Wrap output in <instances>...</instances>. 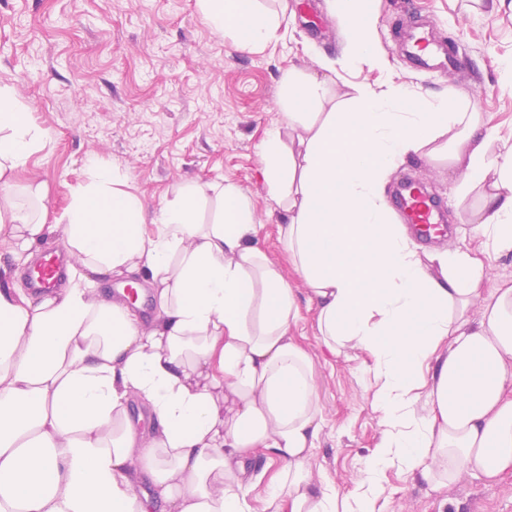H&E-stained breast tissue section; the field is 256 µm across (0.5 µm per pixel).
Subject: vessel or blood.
Returning a JSON list of instances; mask_svg holds the SVG:
<instances>
[{
	"label": "vessel or blood",
	"instance_id": "obj_1",
	"mask_svg": "<svg viewBox=\"0 0 512 512\" xmlns=\"http://www.w3.org/2000/svg\"><path fill=\"white\" fill-rule=\"evenodd\" d=\"M394 38L401 55L414 71L435 74L445 70L465 72L470 68L469 56L459 47L442 42L433 23L397 19ZM395 207L407 223L413 224L419 238L446 236L444 206L421 180L406 178L401 181ZM63 274L61 256L56 250L47 249L28 270L27 281L33 292L41 294L55 288Z\"/></svg>",
	"mask_w": 512,
	"mask_h": 512
}]
</instances>
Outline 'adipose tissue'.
Wrapping results in <instances>:
<instances>
[{
	"mask_svg": "<svg viewBox=\"0 0 512 512\" xmlns=\"http://www.w3.org/2000/svg\"><path fill=\"white\" fill-rule=\"evenodd\" d=\"M242 50L276 38L257 0H200ZM347 57L383 67L372 0H335ZM300 153L263 141L262 179L288 214L279 234L317 310L327 351L362 353L382 437L349 494L313 484L322 419L309 354L288 331L295 292L258 243L244 192L215 187L218 216L196 219L205 190L187 186L147 234L143 205L99 170L73 199L66 243L95 275L144 274L158 310L143 323L121 300L70 280L38 301L0 289V512H149V473L165 512H251L248 463L279 469L264 512H381L393 469L440 488L463 472L512 474V278L490 280L512 253V135L483 132L456 93L427 107L396 85L359 86L321 111L325 81L285 77ZM480 188L468 245L420 253L385 197L389 172L439 137ZM42 135L0 85V239L30 251L44 215L15 202L13 176ZM149 403L141 430L128 403Z\"/></svg>",
	"mask_w": 512,
	"mask_h": 512,
	"instance_id": "1",
	"label": "adipose tissue"
}]
</instances>
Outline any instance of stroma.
<instances>
[{"mask_svg": "<svg viewBox=\"0 0 512 512\" xmlns=\"http://www.w3.org/2000/svg\"><path fill=\"white\" fill-rule=\"evenodd\" d=\"M390 2L374 0L375 37L387 63L377 69L346 61L340 25L328 29L306 17L302 0H259L280 15L281 28L277 40L256 51L237 49L206 19L199 0H0V79L43 134L16 175V198L24 200L29 183L45 186L47 222L55 230L44 246L66 252L63 215L94 165L125 175L151 232L161 208L186 184L241 188L261 246L300 306L289 333L313 361L322 417L310 475L343 493L354 491L382 427L360 360L331 356L321 344L315 308L279 238L284 214L260 177L267 131L280 129L284 145L297 144L280 105L283 78L291 70L314 75L337 101L359 84H401L423 103L454 91L466 111L482 113L486 128L512 134V84L502 78L512 61V0H414L415 14L432 16L448 44L460 45L474 63V71L449 78L418 74L403 62ZM407 175L426 182L447 207L451 232L439 246L469 242L482 197L476 190L460 194L464 170L449 164L446 151L425 148L391 172L388 187ZM382 483L384 512H512V474L488 483L465 473L434 491L389 470Z\"/></svg>", "mask_w": 512, "mask_h": 512, "instance_id": "stroma-1", "label": "stroma"}]
</instances>
